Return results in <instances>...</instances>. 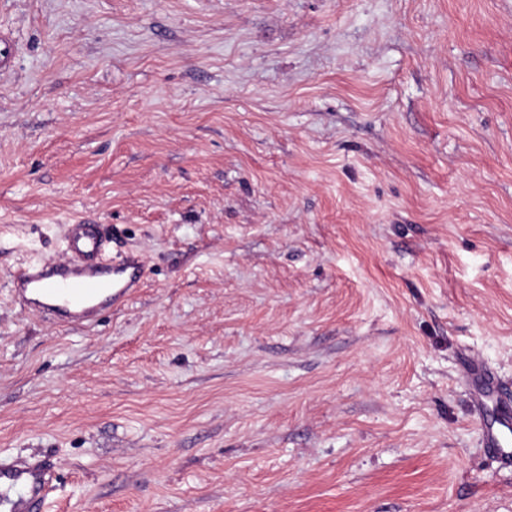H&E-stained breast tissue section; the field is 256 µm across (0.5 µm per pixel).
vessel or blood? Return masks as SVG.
<instances>
[{
  "mask_svg": "<svg viewBox=\"0 0 512 512\" xmlns=\"http://www.w3.org/2000/svg\"><path fill=\"white\" fill-rule=\"evenodd\" d=\"M64 256L27 263L9 281L13 297L30 311L67 326L94 323L105 311L125 304L142 282L140 256L108 257L110 238L102 225L70 224ZM498 393L489 376L472 382L476 410ZM487 445L512 458V414L484 428ZM54 480L50 467L26 459L0 461V512H42Z\"/></svg>",
  "mask_w": 512,
  "mask_h": 512,
  "instance_id": "obj_1",
  "label": "vessel or blood"
}]
</instances>
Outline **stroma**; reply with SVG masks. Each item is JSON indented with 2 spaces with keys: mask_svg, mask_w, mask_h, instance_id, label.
<instances>
[{
  "mask_svg": "<svg viewBox=\"0 0 512 512\" xmlns=\"http://www.w3.org/2000/svg\"><path fill=\"white\" fill-rule=\"evenodd\" d=\"M0 458L44 512H512V0H0ZM145 277L12 298L69 224ZM64 256L27 263L8 282L12 296L56 323L82 326L125 304L145 271L138 255L107 256L109 235L101 224L66 225ZM477 379L472 381V398L474 407L480 416L481 411L489 401L496 399L499 396L493 383H490V377L481 373L479 370H474ZM512 430V414L505 410L501 416L491 424H485L484 437L486 444L490 448H494L504 459L505 462L510 461L512 457L511 441L509 442L507 432ZM53 480L54 472L43 463L26 459L0 461L1 512L42 510Z\"/></svg>",
  "mask_w": 512,
  "mask_h": 512,
  "instance_id": "stroma-1",
  "label": "stroma"
}]
</instances>
